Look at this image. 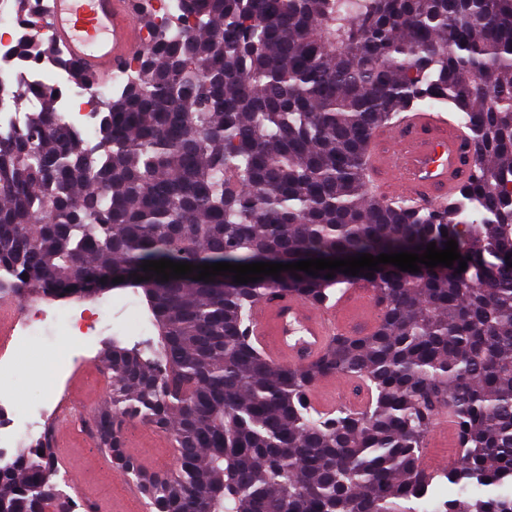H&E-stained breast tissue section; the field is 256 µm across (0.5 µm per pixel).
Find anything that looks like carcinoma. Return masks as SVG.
Masks as SVG:
<instances>
[{
	"instance_id": "1",
	"label": "carcinoma",
	"mask_w": 512,
	"mask_h": 512,
	"mask_svg": "<svg viewBox=\"0 0 512 512\" xmlns=\"http://www.w3.org/2000/svg\"><path fill=\"white\" fill-rule=\"evenodd\" d=\"M15 2L21 55L54 58L97 97L99 123L82 145L36 89L25 130L0 133V294L143 291L159 345L103 351L94 427L153 512H512V0H177L159 23L145 14L151 38L115 97L44 39L38 0ZM419 107L448 108L474 159L458 196L426 208L377 197L365 174L372 133ZM450 239L461 273L455 260L244 284L141 268L421 255ZM357 281L381 305L371 331L299 367L255 346L268 293L321 306ZM327 376L360 381L365 406H311ZM440 413L459 459L436 472L422 453ZM134 419L172 438L174 474L121 451ZM57 473L31 450L0 463V512H72Z\"/></svg>"
}]
</instances>
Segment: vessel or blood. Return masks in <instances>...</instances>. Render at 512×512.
<instances>
[{
  "mask_svg": "<svg viewBox=\"0 0 512 512\" xmlns=\"http://www.w3.org/2000/svg\"><path fill=\"white\" fill-rule=\"evenodd\" d=\"M44 21L67 59L101 84L145 47L135 0H46ZM471 163L460 127L437 113L415 111L373 134L366 174L378 197L401 196L432 207L447 203ZM377 310L371 289L362 282L352 285L344 302L331 307L273 295L254 307L251 333L269 359L301 366L314 361L338 332L370 331Z\"/></svg>",
  "mask_w": 512,
  "mask_h": 512,
  "instance_id": "1",
  "label": "vessel or blood"
}]
</instances>
